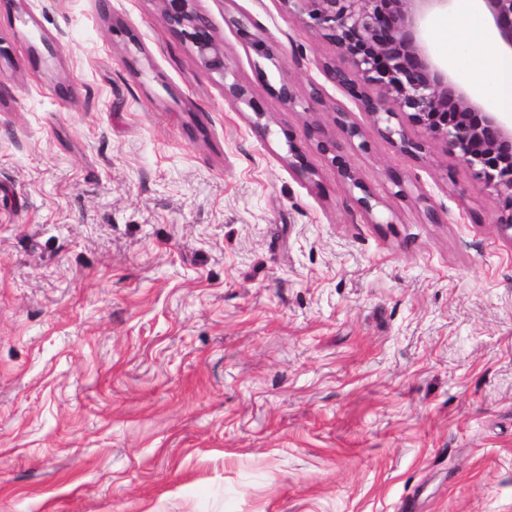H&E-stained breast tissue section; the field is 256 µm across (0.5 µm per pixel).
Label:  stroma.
I'll list each match as a JSON object with an SVG mask.
<instances>
[{
    "label": "stroma",
    "mask_w": 512,
    "mask_h": 512,
    "mask_svg": "<svg viewBox=\"0 0 512 512\" xmlns=\"http://www.w3.org/2000/svg\"><path fill=\"white\" fill-rule=\"evenodd\" d=\"M195 6L261 114L160 0H0V512H512L499 199L283 0ZM233 23L237 26V31L240 34L241 38L249 45L254 47L259 55L266 60L270 61L272 64H279V57L277 56L275 50L269 47L259 36L258 34L252 33L247 24L235 20ZM318 146L324 154L333 155L331 159L332 164L336 166L338 173L344 179L349 180L354 188L359 189L363 193V196L358 198L357 201L363 209L370 211L372 209L371 200L374 199L373 194L367 186L356 177L350 165L344 159V156L339 154L336 141L332 138H326L321 140Z\"/></svg>",
    "instance_id": "35a3bbf8"
}]
</instances>
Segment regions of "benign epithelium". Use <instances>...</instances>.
I'll use <instances>...</instances> for the list:
<instances>
[{
  "label": "benign epithelium",
  "instance_id": "benign-epithelium-1",
  "mask_svg": "<svg viewBox=\"0 0 512 512\" xmlns=\"http://www.w3.org/2000/svg\"><path fill=\"white\" fill-rule=\"evenodd\" d=\"M162 17L190 44L200 64L228 79L224 50L209 25L197 14L195 0H161ZM304 27L336 49L325 62V77L351 98L359 110L384 124L381 132L405 153L425 151L408 128L444 141L483 188L502 200L496 223L512 240V113L499 112L485 95L470 88L453 65L435 57L426 39L431 14L455 0H283ZM489 15L498 50L512 53V0H477ZM241 38L259 55L279 65V57L247 24L235 21ZM231 106L261 109L237 81L224 83ZM332 155L338 173L363 196L360 206L372 209L373 194L339 154L336 141L319 142Z\"/></svg>",
  "mask_w": 512,
  "mask_h": 512
}]
</instances>
